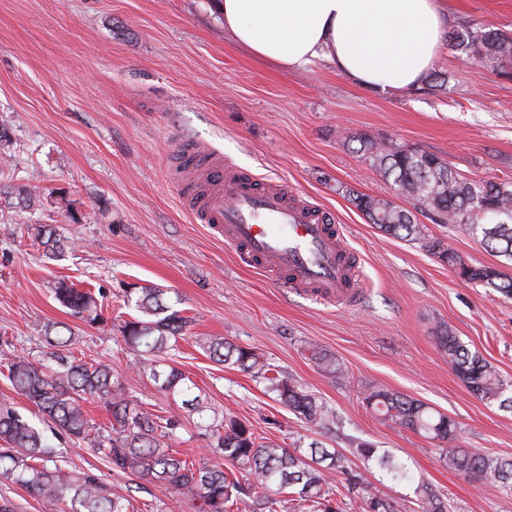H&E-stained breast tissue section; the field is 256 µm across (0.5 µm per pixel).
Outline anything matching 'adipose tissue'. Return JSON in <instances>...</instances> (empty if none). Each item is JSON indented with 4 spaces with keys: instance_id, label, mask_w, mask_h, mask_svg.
<instances>
[{
    "instance_id": "adipose-tissue-1",
    "label": "adipose tissue",
    "mask_w": 512,
    "mask_h": 512,
    "mask_svg": "<svg viewBox=\"0 0 512 512\" xmlns=\"http://www.w3.org/2000/svg\"><path fill=\"white\" fill-rule=\"evenodd\" d=\"M225 32L281 70L326 60L364 87L407 92L432 68L443 0H210Z\"/></svg>"
}]
</instances>
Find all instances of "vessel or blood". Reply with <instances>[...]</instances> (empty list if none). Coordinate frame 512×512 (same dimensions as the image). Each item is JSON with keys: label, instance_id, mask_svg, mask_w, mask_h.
I'll list each match as a JSON object with an SVG mask.
<instances>
[{"label": "vessel or blood", "instance_id": "vessel-or-blood-1", "mask_svg": "<svg viewBox=\"0 0 512 512\" xmlns=\"http://www.w3.org/2000/svg\"><path fill=\"white\" fill-rule=\"evenodd\" d=\"M181 183L196 218L236 250L239 262L284 280L316 300L349 306L356 265L344 240L313 205L287 185L260 188L254 175L199 146Z\"/></svg>", "mask_w": 512, "mask_h": 512}]
</instances>
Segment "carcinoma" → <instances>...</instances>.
I'll list each match as a JSON object with an SVG mask.
<instances>
[{
  "mask_svg": "<svg viewBox=\"0 0 512 512\" xmlns=\"http://www.w3.org/2000/svg\"><path fill=\"white\" fill-rule=\"evenodd\" d=\"M449 43L467 56L512 78L505 63L512 62V32L485 26H469L448 33ZM357 153L392 182L398 194L415 209L430 212L441 221L457 224L491 251L512 261V179L466 180L454 174L436 154L406 143L382 142L361 134ZM355 207L369 223L394 238L417 243L448 266L460 271L462 281L490 288L512 297V278L497 268L466 263L445 244L426 234L413 213L389 200L358 194ZM35 238L45 255L55 258L66 250L63 240L42 226ZM58 303L85 323L104 322L97 296L60 278L52 287ZM127 304L136 315L122 322L119 331L134 352L135 368L160 384L165 393L183 399L201 413L195 384L180 370L165 364L162 355L186 339L192 318L163 301V290L134 287L124 290ZM47 362H35L24 353L5 365L16 393L32 403L52 434L83 444L104 457L112 469L144 483L176 494L190 512H236L250 500V512H341L332 484L338 473L353 476L361 488L356 497L362 512H399L396 502L384 495L361 472H352L339 454H324L326 464L306 461L298 448L257 441L249 428L231 413L212 411L202 426L211 442L209 462L201 465L183 459L170 440L181 427L178 420L163 417L133 399L125 382L103 362L90 363L72 354L70 327L54 322L46 327ZM439 350L463 385L476 397L512 409V397H504L499 373L483 356L450 328L436 333ZM194 343L219 365H233L262 377L270 392L301 420L324 427L334 419L333 410L295 380L271 367L253 347L232 344L220 336H196ZM325 374L338 376L342 364L320 350L311 354ZM99 403L109 416V426L97 425L85 409L88 401ZM365 404L394 424L439 443L448 467L500 492H512V459L495 454H471L456 446L457 424L427 404L380 387L366 389ZM357 452L393 481L409 478L406 464L361 442ZM63 449L53 445L36 423L16 407L0 403V478L18 484L33 500L47 501L59 512H134L132 501L112 493L100 476L75 472L57 464ZM422 512H447V504L428 485L417 487Z\"/></svg>",
  "mask_w": 512,
  "mask_h": 512,
  "instance_id": "cac0c4a2",
  "label": "carcinoma"
}]
</instances>
